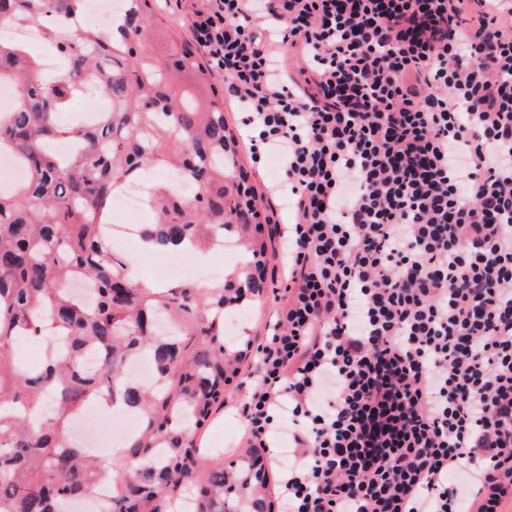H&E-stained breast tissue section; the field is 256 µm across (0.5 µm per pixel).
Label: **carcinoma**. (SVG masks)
I'll list each match as a JSON object with an SVG mask.
<instances>
[{"instance_id": "cac0c4a2", "label": "carcinoma", "mask_w": 512, "mask_h": 512, "mask_svg": "<svg viewBox=\"0 0 512 512\" xmlns=\"http://www.w3.org/2000/svg\"><path fill=\"white\" fill-rule=\"evenodd\" d=\"M86 0H0V28L27 25L63 59L51 83L26 45L0 42V83L11 85L12 112L0 114V152L28 172L0 192V512H70L96 486L112 484L104 512H164L173 484L190 488L193 512H262L267 479L238 467L213 466L195 436L224 405V382L242 353L224 341V314L263 284L266 245L251 225L232 221L252 208V189L226 192L239 170L237 143L224 119L215 75L187 44L167 54L151 42L149 0H126L114 29L78 27ZM95 80L109 102L90 125H60L79 86ZM58 140L79 148L66 159L49 151ZM174 172L192 184L182 192L156 180L145 206L156 216L146 240L161 249L211 246L225 236L246 256L224 278L203 287L147 288L107 245L112 196L138 173ZM87 282L93 301L72 290ZM66 337L47 345L32 369L15 356L21 338L41 335L42 321ZM95 351V372L82 367ZM150 358L154 389L126 376L134 356ZM105 396L142 420L126 443L130 462L111 470L65 443L75 413ZM47 399L52 415L32 413Z\"/></svg>"}]
</instances>
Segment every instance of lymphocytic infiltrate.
<instances>
[{
  "mask_svg": "<svg viewBox=\"0 0 512 512\" xmlns=\"http://www.w3.org/2000/svg\"><path fill=\"white\" fill-rule=\"evenodd\" d=\"M181 17L251 161L279 155L272 209L249 214L276 242V322L224 400L285 461L276 512H504L512 0H192Z\"/></svg>",
  "mask_w": 512,
  "mask_h": 512,
  "instance_id": "1",
  "label": "lymphocytic infiltrate"
}]
</instances>
